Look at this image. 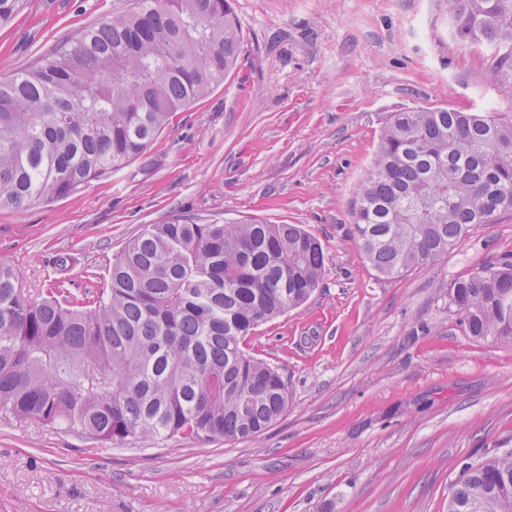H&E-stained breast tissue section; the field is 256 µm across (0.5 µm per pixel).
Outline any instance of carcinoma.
<instances>
[{
  "mask_svg": "<svg viewBox=\"0 0 512 512\" xmlns=\"http://www.w3.org/2000/svg\"><path fill=\"white\" fill-rule=\"evenodd\" d=\"M465 49L493 51L512 96V0H446ZM26 0H0V24ZM233 0H136L0 81V209L70 195L136 159L172 115L235 69ZM512 210V116L395 112L358 185L359 251L382 277L432 262ZM321 241L295 224H150L113 255L93 294L56 281L31 298L0 263V416L91 440L227 442L285 413L277 369L242 344L301 306L324 271ZM464 332L512 342V261L448 285ZM448 512H512V453L467 466Z\"/></svg>",
  "mask_w": 512,
  "mask_h": 512,
  "instance_id": "obj_1",
  "label": "carcinoma"
}]
</instances>
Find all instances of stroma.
<instances>
[{"mask_svg":"<svg viewBox=\"0 0 512 512\" xmlns=\"http://www.w3.org/2000/svg\"><path fill=\"white\" fill-rule=\"evenodd\" d=\"M130 0H28L0 26V80ZM238 65L157 141L76 193L0 210V262L40 297L73 254L104 283L148 224H297L321 281L246 351L277 368L288 408L259 437L102 444L0 418V512H448L462 469L512 451V343L467 336L448 285L512 259V211L434 262L383 279L350 208L392 113L512 115L487 47L461 50L444 0H234Z\"/></svg>","mask_w":512,"mask_h":512,"instance_id":"obj_1","label":"stroma"}]
</instances>
